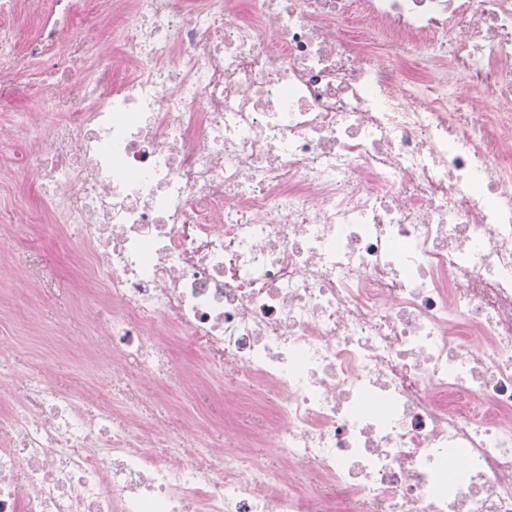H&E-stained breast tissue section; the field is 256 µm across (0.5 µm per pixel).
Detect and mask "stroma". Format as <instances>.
I'll return each mask as SVG.
<instances>
[{
	"label": "stroma",
	"mask_w": 512,
	"mask_h": 512,
	"mask_svg": "<svg viewBox=\"0 0 512 512\" xmlns=\"http://www.w3.org/2000/svg\"><path fill=\"white\" fill-rule=\"evenodd\" d=\"M21 178L18 172L0 178V230H10L16 218L22 223L14 251L0 252V310L11 315L0 322V340L13 347L21 362H41L49 377L92 397L100 379L82 371L93 361L88 338L98 331L80 307L90 291L87 250L79 244L64 246L36 194L16 195ZM17 278L29 280L27 293L12 291Z\"/></svg>",
	"instance_id": "obj_1"
}]
</instances>
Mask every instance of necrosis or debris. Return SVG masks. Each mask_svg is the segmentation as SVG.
Wrapping results in <instances>:
<instances>
[{"label": "necrosis or debris", "instance_id": "obj_1", "mask_svg": "<svg viewBox=\"0 0 512 512\" xmlns=\"http://www.w3.org/2000/svg\"><path fill=\"white\" fill-rule=\"evenodd\" d=\"M15 4L20 190L112 368L0 350V512H512V0H27L22 42ZM180 338L223 443L155 393ZM51 111L47 106L40 108L38 112H25L24 114H17L16 112H0V134L5 135L14 133L17 127H12L13 124H19L20 121L27 123H40L52 119Z\"/></svg>", "mask_w": 512, "mask_h": 512}]
</instances>
